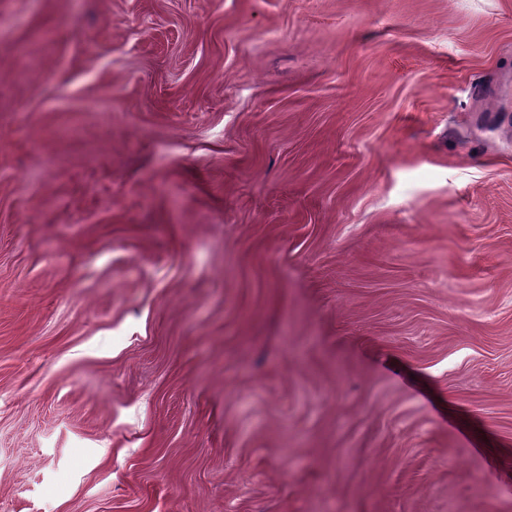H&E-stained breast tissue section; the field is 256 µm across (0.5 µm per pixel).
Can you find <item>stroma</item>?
<instances>
[{"label":"stroma","mask_w":512,"mask_h":512,"mask_svg":"<svg viewBox=\"0 0 512 512\" xmlns=\"http://www.w3.org/2000/svg\"><path fill=\"white\" fill-rule=\"evenodd\" d=\"M0 512H512V0H0Z\"/></svg>","instance_id":"obj_1"}]
</instances>
